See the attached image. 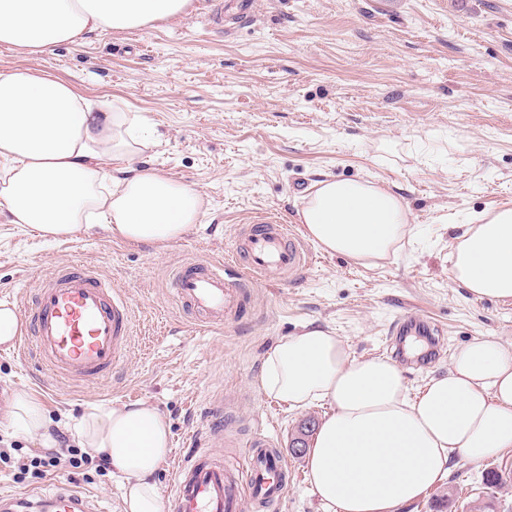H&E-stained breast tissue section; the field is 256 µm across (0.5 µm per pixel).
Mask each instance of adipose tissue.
<instances>
[{
	"label": "adipose tissue",
	"mask_w": 512,
	"mask_h": 512,
	"mask_svg": "<svg viewBox=\"0 0 512 512\" xmlns=\"http://www.w3.org/2000/svg\"><path fill=\"white\" fill-rule=\"evenodd\" d=\"M189 0H0V45L27 54L84 34L125 31L185 14ZM144 121L120 101L96 102L69 81L31 68L0 72V216L48 240L103 223L113 237L171 244L195 228L203 195L133 163L149 145ZM298 221L322 250L362 267L399 251L414 227L403 199L363 179L315 183ZM472 296L512 300V206L461 227L450 270ZM265 394L331 411L306 450L307 480L334 512H396L448 474L454 456L512 448V345L484 337L459 348L446 374L410 397L402 369L355 359L332 331L306 327L266 355ZM10 427L55 447L52 422L17 394ZM78 447L126 476V512H162L153 475L170 447L166 417L144 403L88 404L63 421Z\"/></svg>",
	"instance_id": "obj_1"
}]
</instances>
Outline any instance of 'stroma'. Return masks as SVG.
<instances>
[{
  "label": "stroma",
  "instance_id": "stroma-1",
  "mask_svg": "<svg viewBox=\"0 0 512 512\" xmlns=\"http://www.w3.org/2000/svg\"><path fill=\"white\" fill-rule=\"evenodd\" d=\"M229 0H192L181 18L90 33L28 55L0 46V70L31 67L117 99L155 138L142 168L192 185L207 201L198 225L165 248L113 239L94 227L49 241L0 218V301L26 296L58 266L79 261L124 291L136 320L126 361L107 377L55 381L37 358L0 347V448L43 455L12 432L8 411L28 393L47 417L77 419L87 404L145 402L168 419L172 469L203 432L206 404L224 407L219 450L236 464L248 434L273 438L294 478L276 512H333L307 482L297 440H310L327 403L294 409L259 381L267 352L304 326L329 328L351 357H388V329L416 313L442 331L439 359L404 368L410 395L446 372L455 350L481 337L512 343V301L474 298L449 270L459 225L512 205V0H256L237 21ZM332 176L387 186L411 212L415 236L382 265L364 268L315 250L288 282L249 289L245 313L213 328L176 303L174 270L222 261L236 231L262 212L296 225L314 184ZM499 476L485 482L487 472ZM68 487L95 512H125L112 474L16 478L0 463V495ZM512 512V450L454 458L449 475L400 512Z\"/></svg>",
  "mask_w": 512,
  "mask_h": 512
}]
</instances>
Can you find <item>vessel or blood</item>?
<instances>
[{"label": "vessel or blood", "instance_id": "vessel-or-blood-1", "mask_svg": "<svg viewBox=\"0 0 512 512\" xmlns=\"http://www.w3.org/2000/svg\"><path fill=\"white\" fill-rule=\"evenodd\" d=\"M313 260L310 248L280 218L263 217L240 228L224 262L194 260L174 274L179 305L197 325L214 327L238 317L245 280L285 282ZM26 331L16 347L31 345L39 360L73 383L95 381L123 361L133 329L132 308L125 296L88 265L71 262L39 282L31 306L23 308ZM393 336H429L427 320L409 313L392 324ZM206 433L196 437L178 462L168 512H272L282 500L291 471L279 448L267 436H253L245 463L228 470L211 449L213 436L224 433V408L205 413ZM0 512H93L88 499L71 489L36 497L0 495Z\"/></svg>", "mask_w": 512, "mask_h": 512}]
</instances>
